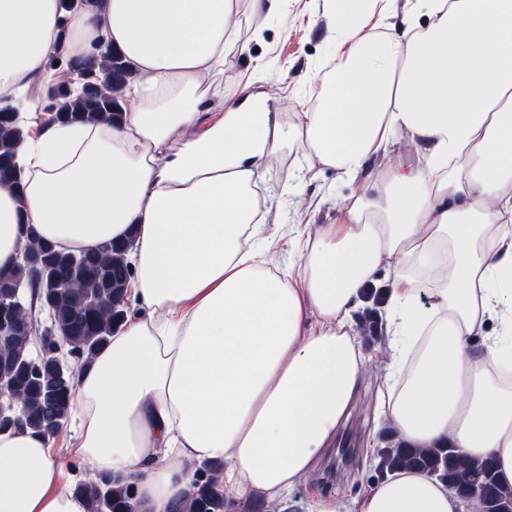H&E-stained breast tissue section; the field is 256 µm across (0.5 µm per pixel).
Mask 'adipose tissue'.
<instances>
[{"instance_id":"1","label":"adipose tissue","mask_w":512,"mask_h":512,"mask_svg":"<svg viewBox=\"0 0 512 512\" xmlns=\"http://www.w3.org/2000/svg\"><path fill=\"white\" fill-rule=\"evenodd\" d=\"M237 2L0 0V107L29 111V83L51 80L61 39L71 57L120 49L136 74L121 125L36 127L16 150L24 197L0 185L2 270L22 260L24 224L64 251L136 234L126 323L77 375L67 439L0 432V512H87L63 451L134 478L142 512H169L193 464L213 461L235 498L284 504L355 398L353 313L383 265V415L411 445L493 458L512 488V249L500 247L512 239V0H422L429 25L394 38L360 33L368 0H333L342 64L297 123H271L245 85L202 132L212 80L239 49ZM401 131L416 163L368 178L346 223L271 266L261 160L302 137L355 180ZM357 512L462 505L435 477L400 470Z\"/></svg>"}]
</instances>
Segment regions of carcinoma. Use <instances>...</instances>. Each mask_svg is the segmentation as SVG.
Wrapping results in <instances>:
<instances>
[{"label":"carcinoma","instance_id":"obj_1","mask_svg":"<svg viewBox=\"0 0 512 512\" xmlns=\"http://www.w3.org/2000/svg\"><path fill=\"white\" fill-rule=\"evenodd\" d=\"M87 85L74 92L59 84L47 90V110L61 122L116 125L123 118L121 91L133 77L123 55L117 51L101 58L83 60ZM23 131L16 113L0 110V184L15 186L23 192V173L13 163ZM30 235L27 258L11 272H0V323L14 333L10 341L0 343V379L5 381L20 405L17 417H1L0 429L32 430L49 436L59 431L51 420L63 425L70 413V395L74 379L67 389L53 366L56 349L65 345L76 368L87 365L123 323L129 307L127 282L132 269L127 261L134 240L110 242L98 252L70 253L54 244ZM83 268L76 285L66 282L74 263ZM31 288V300L20 289L22 282ZM372 302L362 329L373 343L384 348L388 342L385 328L377 319L381 294L366 293ZM43 311L54 322L57 335L41 340L38 351L29 349L33 323ZM400 469H418L435 475L457 491L479 488L477 512H512V489L503 487L492 460H473L452 445L416 448L398 438H389L379 451L377 470L384 474ZM222 462L205 463L195 469L184 499L175 502L170 512H224L227 498ZM74 490L87 500L88 512H139L134 483L112 476H99L80 482Z\"/></svg>","mask_w":512,"mask_h":512}]
</instances>
